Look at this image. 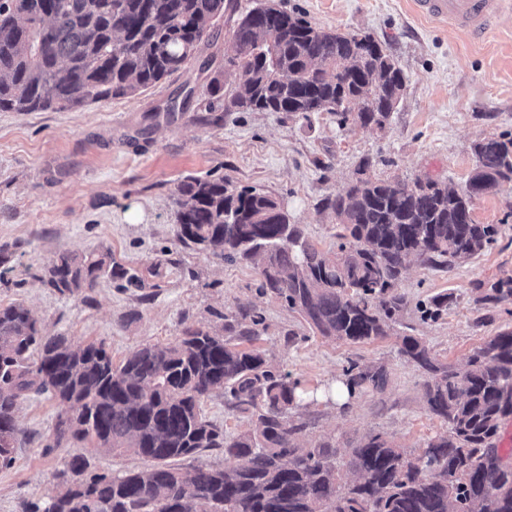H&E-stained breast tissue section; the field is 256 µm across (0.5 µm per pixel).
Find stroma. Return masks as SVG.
Wrapping results in <instances>:
<instances>
[{
	"instance_id": "1",
	"label": "stroma",
	"mask_w": 512,
	"mask_h": 512,
	"mask_svg": "<svg viewBox=\"0 0 512 512\" xmlns=\"http://www.w3.org/2000/svg\"><path fill=\"white\" fill-rule=\"evenodd\" d=\"M313 25L371 35L405 76L399 104L381 128L338 126L327 112L208 110L211 80L232 100L240 74L227 63L241 13L258 0H225L215 42L202 50L209 68L191 64L134 96L79 109L0 112V304L26 307L43 334L72 344L104 343L113 362L145 344L170 343L184 329L231 337V324L257 316L254 349L314 393L301 414L302 444L328 442L338 462L370 433L413 452L445 433L424 401L426 377L399 353L401 336L423 339L441 360L464 367L488 336L512 329V294L484 302L490 286L512 278V183L476 199L473 218L500 229L473 259L440 271L412 263L398 291L406 306L389 336L353 345L314 334L305 321L265 292L253 265H230L177 239L173 195L188 176L226 177L282 204L319 249L336 246V193L364 177L433 178L464 188L475 168V141L512 133V14L489 33L425 20L410 0H278ZM180 109L162 117L167 105ZM371 159L362 169L363 159ZM63 252H107L113 264L138 272L145 288H122L109 276L72 295L43 278ZM438 295L448 312L425 318ZM387 371L383 389L364 386L336 408L327 391L351 364ZM60 406L24 399L13 462L0 468V512H25L60 488L59 472L74 456L89 473L121 475L144 467L133 454H108L91 444L52 447Z\"/></svg>"
}]
</instances>
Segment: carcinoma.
Listing matches in <instances>:
<instances>
[{
    "instance_id": "1",
    "label": "carcinoma",
    "mask_w": 512,
    "mask_h": 512,
    "mask_svg": "<svg viewBox=\"0 0 512 512\" xmlns=\"http://www.w3.org/2000/svg\"><path fill=\"white\" fill-rule=\"evenodd\" d=\"M224 18V0H0V111L78 108L133 96L198 59ZM228 64L241 73L232 104L249 112H329L338 124L381 126L405 78L373 38L326 31L278 8L248 10L233 31ZM467 188L365 178L332 202L336 249L322 251L288 223L278 200L252 186L187 177L175 189L178 241L229 263H251L262 287L319 335L365 344L389 335L404 304L397 292L414 261L437 270L481 254L492 224L472 217L476 196L512 182V133L472 146ZM144 288L110 255L63 252L43 283L65 295L103 273ZM399 353L423 371L429 413L447 432L418 455L380 434L351 448L344 480L337 449L302 447L300 382L210 331L137 348L118 365L101 342L74 346L44 336L21 304L0 306V466L12 463L16 413L31 393L68 407L53 442H88L135 454L144 468L81 475L73 457L62 489L31 512H512V329L488 337L462 368L416 336ZM384 369L347 370L350 390L381 389ZM250 428L228 437L203 402L219 390ZM222 448L232 464L183 469L171 461Z\"/></svg>"
}]
</instances>
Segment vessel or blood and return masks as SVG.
I'll list each match as a JSON object with an SVG mask.
<instances>
[{
	"label": "vessel or blood",
	"mask_w": 512,
	"mask_h": 512,
	"mask_svg": "<svg viewBox=\"0 0 512 512\" xmlns=\"http://www.w3.org/2000/svg\"><path fill=\"white\" fill-rule=\"evenodd\" d=\"M420 11L432 18L467 28L474 36L486 34L495 18L512 8V0H416Z\"/></svg>",
	"instance_id": "obj_1"
}]
</instances>
